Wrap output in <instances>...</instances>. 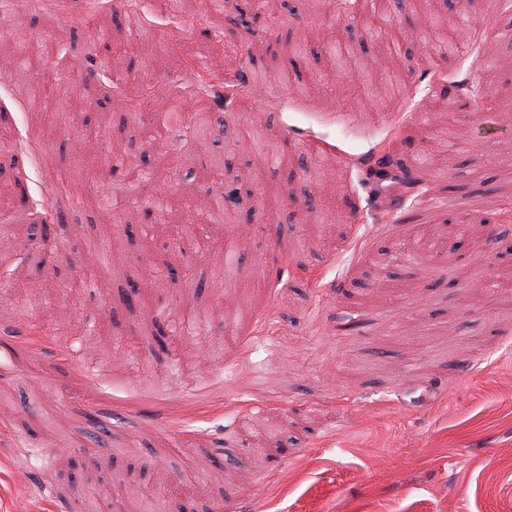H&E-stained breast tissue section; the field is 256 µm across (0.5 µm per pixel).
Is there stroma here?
<instances>
[{
  "label": "stroma",
  "instance_id": "stroma-1",
  "mask_svg": "<svg viewBox=\"0 0 512 512\" xmlns=\"http://www.w3.org/2000/svg\"><path fill=\"white\" fill-rule=\"evenodd\" d=\"M102 2L116 18L107 40L78 26L85 0L26 15L30 37H62L85 68L71 77L76 111L0 113V134L31 147L0 151V242L27 239L54 171L96 198L151 197L153 181L101 168L116 142L141 151L157 97L214 64L213 42L225 68L249 49L288 86L215 115L198 153L222 155L235 211L193 227L181 250L169 239L188 202L162 223L53 195L58 252L29 248L16 274L32 290L0 288V512H79L87 488L101 491L99 512H512V223L498 216L512 207V68L491 67L512 61V12L397 0L394 47L342 18L341 0H224L186 29L164 0L136 15ZM271 11L283 19L273 32L257 20ZM433 14L467 34L452 55L424 43ZM146 20L150 43L132 35ZM318 28L356 61L378 60L375 84L337 66ZM115 44L155 89L134 110L102 99L93 71ZM257 124L282 161L249 179ZM478 179L493 192L476 223H451V200ZM106 222L117 250L104 267L85 243ZM239 224L241 312L218 315L217 246ZM166 267L192 282L130 301L143 270ZM264 373L276 388L256 387Z\"/></svg>",
  "mask_w": 512,
  "mask_h": 512
}]
</instances>
